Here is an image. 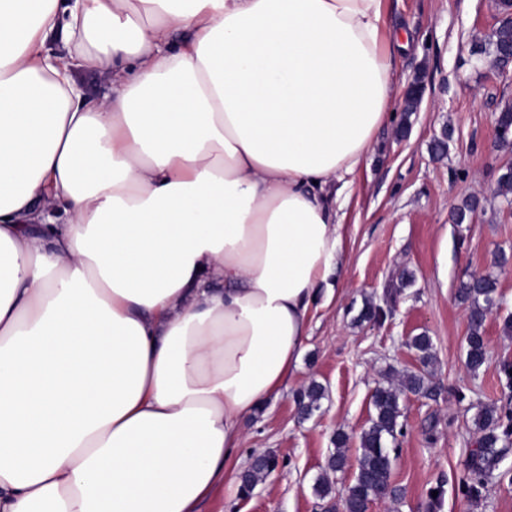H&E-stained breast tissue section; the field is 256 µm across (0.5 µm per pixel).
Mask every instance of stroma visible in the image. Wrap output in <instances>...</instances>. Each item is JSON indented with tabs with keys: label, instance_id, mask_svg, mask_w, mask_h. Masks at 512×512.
I'll return each mask as SVG.
<instances>
[{
	"label": "stroma",
	"instance_id": "stroma-1",
	"mask_svg": "<svg viewBox=\"0 0 512 512\" xmlns=\"http://www.w3.org/2000/svg\"><path fill=\"white\" fill-rule=\"evenodd\" d=\"M386 14L389 27L409 37L408 48L393 59L394 91L403 94L422 78L421 105L407 137H397V122L380 127L350 176L342 210L344 286L312 311L300 368L280 396L245 421L241 467L254 454L271 452L278 468L251 499L225 484L197 512H338L356 471L371 394L388 379L419 369L409 341L422 332L434 344V391L404 395V434L391 476L397 496L375 501L370 512H512V453L479 496L466 497L459 487L479 437V406L512 407V389L500 369L512 362V335L502 331L504 317L512 315V274L494 265L497 248L512 249V210L496 184L500 167L512 162V149L495 144L498 113L512 105V68L501 73L470 61L472 46L489 38L503 11L498 0H386ZM446 126L453 135L438 160L431 143ZM468 196L480 201L474 223H452V206ZM404 270L414 279L393 292ZM488 272L498 279L500 301L484 326L489 361L474 374L465 365L467 310L456 292L461 279ZM369 297L386 316L376 324L356 323ZM313 380L326 394L320 412L304 420L295 395ZM339 430L349 437L348 468L335 475L333 494L323 500L313 485ZM435 489L441 498L434 506Z\"/></svg>",
	"mask_w": 512,
	"mask_h": 512
}]
</instances>
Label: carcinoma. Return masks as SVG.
<instances>
[{
	"label": "carcinoma",
	"mask_w": 512,
	"mask_h": 512,
	"mask_svg": "<svg viewBox=\"0 0 512 512\" xmlns=\"http://www.w3.org/2000/svg\"><path fill=\"white\" fill-rule=\"evenodd\" d=\"M512 46V21H504L496 28L488 40L475 44L477 53L489 57L498 50ZM416 108L414 91H408L402 103L399 128L406 132L411 128V116ZM502 127L497 137L500 146L512 148V105L499 112ZM479 200L466 197L453 207L452 220L455 224H469L477 211ZM457 297L468 311L469 334L466 336V366L470 372L478 373L487 363V352L483 326L487 314L498 302L497 280L492 274L472 275L460 282ZM383 311L374 300L363 302L356 322L376 323ZM410 345L419 355L421 368L402 376L399 386L391 383L378 386L372 395V414L369 425L359 437V456L353 482L348 487L346 504L349 512H368L369 506L376 500L396 495L391 485L395 449L387 441H396L403 434L402 396L407 393L426 394L430 391L428 367L434 358L432 338L420 333L411 338ZM325 398V388L317 381H311L296 394L301 417L311 418L321 408ZM480 432L477 447L470 450L459 479L462 491L476 496L485 486L493 471L504 456L512 450V411L501 410L495 405L482 407L475 418ZM349 436L342 431L336 432L335 448L329 454L326 467L314 485L315 494L324 499L333 493L330 475L342 472L348 465L345 447ZM279 466V460L269 455H260L253 459L250 466L240 476L239 493L255 490L267 475Z\"/></svg>",
	"instance_id": "1"
}]
</instances>
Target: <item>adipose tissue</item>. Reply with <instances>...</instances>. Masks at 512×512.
Returning <instances> with one entry per match:
<instances>
[{
	"instance_id": "obj_1",
	"label": "adipose tissue",
	"mask_w": 512,
	"mask_h": 512,
	"mask_svg": "<svg viewBox=\"0 0 512 512\" xmlns=\"http://www.w3.org/2000/svg\"><path fill=\"white\" fill-rule=\"evenodd\" d=\"M384 27V0H0V512L237 482L342 273L332 189L394 115ZM78 79L89 99H97L110 90L103 75L97 70L82 71Z\"/></svg>"
}]
</instances>
